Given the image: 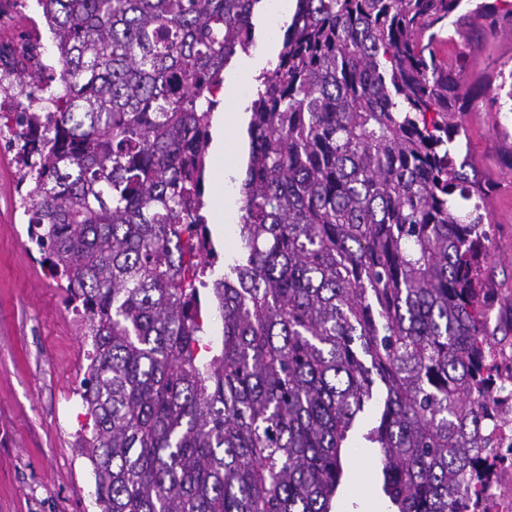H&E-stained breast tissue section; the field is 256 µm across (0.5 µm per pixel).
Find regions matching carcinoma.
Listing matches in <instances>:
<instances>
[{
  "label": "carcinoma",
  "mask_w": 512,
  "mask_h": 512,
  "mask_svg": "<svg viewBox=\"0 0 512 512\" xmlns=\"http://www.w3.org/2000/svg\"><path fill=\"white\" fill-rule=\"evenodd\" d=\"M260 2L38 0L56 88L0 75L49 103L0 125L21 128L28 238L86 318L96 503L332 512L359 433L391 512H478L487 396L507 386L482 272L494 186L457 144L476 101L504 107L464 75L473 47L512 35V0H298L247 108L239 246L218 276L209 92Z\"/></svg>",
  "instance_id": "cac0c4a2"
}]
</instances>
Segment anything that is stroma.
Instances as JSON below:
<instances>
[{"mask_svg": "<svg viewBox=\"0 0 512 512\" xmlns=\"http://www.w3.org/2000/svg\"><path fill=\"white\" fill-rule=\"evenodd\" d=\"M39 29L45 56L51 34L34 0L0 7V31ZM463 150L496 191L488 266L499 289L497 313L512 318V112L476 105L463 117ZM18 146L0 141V512H98L91 467L77 446L88 422L80 397L89 365L81 319L65 303L60 280L27 235L19 206ZM375 450L357 441L345 451L340 512L381 499Z\"/></svg>", "mask_w": 512, "mask_h": 512, "instance_id": "1", "label": "stroma"}]
</instances>
